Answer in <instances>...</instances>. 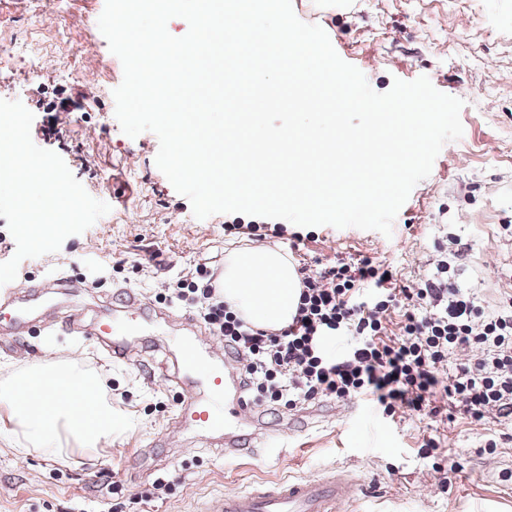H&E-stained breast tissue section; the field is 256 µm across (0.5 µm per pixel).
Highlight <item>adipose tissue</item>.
Segmentation results:
<instances>
[{
	"label": "adipose tissue",
	"instance_id": "ef3b65f1",
	"mask_svg": "<svg viewBox=\"0 0 512 512\" xmlns=\"http://www.w3.org/2000/svg\"><path fill=\"white\" fill-rule=\"evenodd\" d=\"M224 299L256 326L277 330L296 312L301 285L286 255L268 248L229 252L220 277ZM53 376L51 390L36 386L38 375ZM0 409L11 426L4 436L19 455L37 450L70 458L97 450L112 434V406L104 398L96 372L76 361L46 356L0 383Z\"/></svg>",
	"mask_w": 512,
	"mask_h": 512
}]
</instances>
